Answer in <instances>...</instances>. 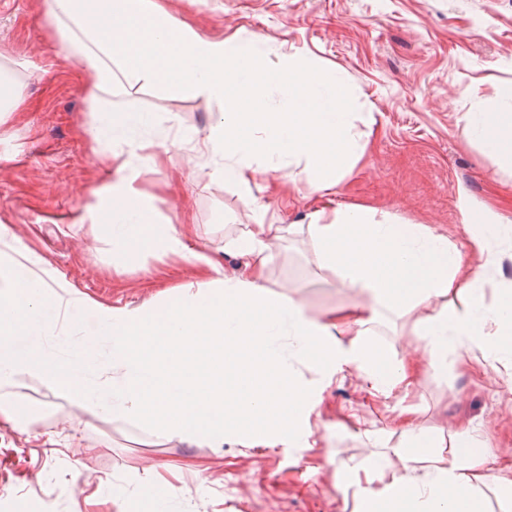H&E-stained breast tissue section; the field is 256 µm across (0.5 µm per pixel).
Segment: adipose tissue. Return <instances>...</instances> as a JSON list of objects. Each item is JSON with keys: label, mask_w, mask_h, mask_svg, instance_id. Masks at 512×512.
<instances>
[{"label": "adipose tissue", "mask_w": 512, "mask_h": 512, "mask_svg": "<svg viewBox=\"0 0 512 512\" xmlns=\"http://www.w3.org/2000/svg\"><path fill=\"white\" fill-rule=\"evenodd\" d=\"M63 60L76 62L91 102L111 91L147 85L221 107L202 134L185 137L213 177L251 194L262 175L304 165L313 192L333 189L352 172L366 144L343 74L296 56L265 57L260 41L236 32L211 38L177 25L158 0H42ZM146 113L112 107L90 129L91 151L117 177L92 190L93 230L132 260L149 250L171 253L209 274L207 287L186 282L174 302L106 308L69 300L24 263L0 257V388L16 376L39 377L83 407L156 436L177 437L214 451L318 447L324 392L345 368L357 369L373 396L408 392L424 368L448 365L451 346L472 343L512 358V289L486 302L482 281L495 263L493 245L506 230L469 212L482 232L461 253L427 224H401L363 205L317 211L310 224L266 223L253 212L248 231L226 242L237 260L225 275L206 251L188 249L187 224H161L138 188L157 155L137 140ZM466 131L486 152L512 161V104L464 116ZM131 153L113 164V147ZM308 233L319 268L340 287L368 292L372 303L318 318L267 287L274 242ZM91 310L93 338L70 334L75 308ZM413 315L415 347L391 358L370 339L378 309ZM317 373L306 380L295 369ZM405 441L395 456L337 470L354 490L357 512H489L494 488L512 500V467H489L468 430L442 446L413 409L392 419Z\"/></svg>", "instance_id": "1"}]
</instances>
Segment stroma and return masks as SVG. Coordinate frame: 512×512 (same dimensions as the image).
Masks as SVG:
<instances>
[{
  "label": "stroma",
  "mask_w": 512,
  "mask_h": 512,
  "mask_svg": "<svg viewBox=\"0 0 512 512\" xmlns=\"http://www.w3.org/2000/svg\"><path fill=\"white\" fill-rule=\"evenodd\" d=\"M177 18L212 35L257 34L269 56L296 54L341 71L360 112L372 113L368 147L336 187L335 206L364 204L408 224H429L467 252L464 210L512 222V164L487 154L462 117L512 103V0H169ZM0 67L11 71L22 111L0 124V224L9 225L33 271L60 296L89 297L107 308L136 307L174 294L193 278L187 261L160 253L129 264L84 217L90 190L110 174L94 159L88 131L108 103L92 105L77 63L58 58L33 0H0ZM131 104L148 115L143 138L166 144L163 163L139 189L156 221L194 225L192 248L232 268L224 244L246 231L256 205L276 224H306L324 199L292 166L258 179L251 197L212 179L176 130L202 131L220 113L202 98H171L144 88ZM290 285L311 315L359 302L319 272L310 240L293 235L272 252L269 288ZM373 340L391 356L413 343L407 318L381 311ZM320 448H225L223 454L179 439H157L80 407L73 397L22 375L0 400L35 408L29 433L0 426V512H116L88 495L114 483L132 497L142 488L141 461L155 464L178 490L172 512H351L336 469L393 453V400L372 397L355 372L325 391ZM512 363L467 343L450 348L448 367L424 369L406 402L420 422L447 434L465 424L489 445L490 467L512 466ZM354 409L359 426L340 427ZM383 431L378 447L367 432Z\"/></svg>",
  "instance_id": "stroma-1"
}]
</instances>
